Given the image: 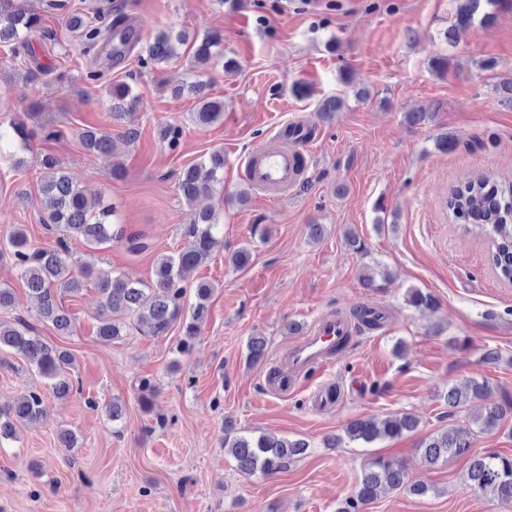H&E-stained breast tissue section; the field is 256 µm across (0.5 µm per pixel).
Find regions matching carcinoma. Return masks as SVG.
Instances as JSON below:
<instances>
[{
    "mask_svg": "<svg viewBox=\"0 0 512 512\" xmlns=\"http://www.w3.org/2000/svg\"><path fill=\"white\" fill-rule=\"evenodd\" d=\"M454 29L473 24L475 16L485 4L492 6L497 0H457ZM66 26L80 34L85 54L97 59L101 53L105 34H119L120 45L114 52L128 54L138 47L137 38L130 32L126 18L112 15V0H101L97 22L86 20L78 13L68 16ZM42 30L44 36L53 33L43 30L41 16L28 12L19 0H0V43L20 44L25 49L29 35ZM221 37L214 33L205 36L201 43L192 45L193 66H206L219 47ZM187 45L186 36L172 29L157 34L146 47L147 59L155 64L167 63L181 56L180 49ZM111 102L110 112L115 119H124L137 111L138 97L126 82L107 84ZM224 117V103L217 99H205L194 113L200 125H210ZM34 131L25 122L10 123L9 143L22 151L30 150ZM83 148L92 154L115 153L112 135L102 131L86 130L81 133ZM42 171L39 190L46 199L49 210L43 217V226L59 234L58 247L38 248L30 244L26 233L17 229L10 237L11 256L29 294L37 300L38 316L51 323L60 335L72 333L73 317L65 310L62 299L84 290L91 283L101 296V314L97 336L105 342L124 335L129 320H136L137 327L145 328L150 336H165L176 324L181 323L184 339L177 345L181 355L190 352L192 340L199 333L200 324L207 312V300L212 288L201 284L196 288V302L190 316H184L181 286L185 274L206 260L221 242L223 225L212 212L199 213L194 224L187 230V244L175 255H163L157 260L154 283L131 280L123 275L102 274L92 266L83 267L79 274L73 272V262L64 245L67 237H80L90 245H102L112 241L125 242L128 248L138 252L146 243L136 235L126 234L125 228L112 222L114 208L104 204L101 197H89L73 184L64 171L63 162L55 156L43 155L37 160ZM224 152L214 151L207 160L188 167L179 178L178 189L187 203L212 193L223 183ZM448 216L454 222L477 224L484 229L491 241L490 262L499 278L512 283V180L502 181L483 176L469 179L454 186L446 201ZM409 306L431 310L435 306L432 295L418 289L408 290ZM353 315L358 329H373L381 315L370 308H357ZM8 349L23 357L29 365L51 380L55 396L66 398L80 391L68 369L73 364L71 353L53 346L42 337L33 334L32 327L22 318L12 322L0 321V350ZM491 394L490 383L482 378L471 377L465 383L448 387L444 400L448 415L465 413L464 420L427 436L418 443L420 461L426 467H434L454 457H470L467 479L478 489H490L498 500L512 505V454L476 453L474 440L480 434L494 431L500 423L512 415V394L503 391L501 399L486 404L480 412L467 413L470 403L485 400ZM45 414L40 393L29 391L7 409H0V441L13 436L20 423L36 421ZM418 420L409 414L385 418L357 419L347 424L344 433L351 441L372 444L376 441L396 440L415 431ZM224 448L235 460L237 468L245 474L261 472L273 474L288 469L306 455L309 443L303 439H281L268 435L249 437L226 431ZM384 490H399L413 495H426L430 488L422 482L408 480L405 465L397 460L377 456L369 459L361 470L358 488L354 496L338 509V512H361L363 506L377 499Z\"/></svg>",
    "mask_w": 512,
    "mask_h": 512,
    "instance_id": "cac0c4a2",
    "label": "carcinoma"
}]
</instances>
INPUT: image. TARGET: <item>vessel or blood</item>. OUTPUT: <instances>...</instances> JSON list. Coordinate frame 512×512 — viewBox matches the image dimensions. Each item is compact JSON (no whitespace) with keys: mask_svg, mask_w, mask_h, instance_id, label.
Returning a JSON list of instances; mask_svg holds the SVG:
<instances>
[{"mask_svg":"<svg viewBox=\"0 0 512 512\" xmlns=\"http://www.w3.org/2000/svg\"><path fill=\"white\" fill-rule=\"evenodd\" d=\"M302 156L303 142L298 139L279 149L257 148L245 155L240 165L255 190L282 196L293 192L300 184L303 169L298 160ZM351 335L350 323L344 316L332 314L319 319L289 347L285 370L267 376L269 390L287 393L293 389L297 378L333 365L337 344Z\"/></svg>","mask_w":512,"mask_h":512,"instance_id":"vessel-or-blood-1","label":"vessel or blood"}]
</instances>
